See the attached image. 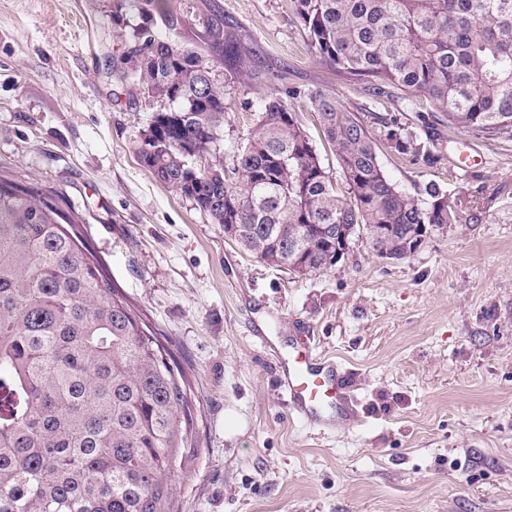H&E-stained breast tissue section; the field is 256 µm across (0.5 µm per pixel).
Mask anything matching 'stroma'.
I'll return each mask as SVG.
<instances>
[{"label":"stroma","mask_w":512,"mask_h":512,"mask_svg":"<svg viewBox=\"0 0 512 512\" xmlns=\"http://www.w3.org/2000/svg\"><path fill=\"white\" fill-rule=\"evenodd\" d=\"M222 3L264 65L225 83L217 156L260 98L316 86L429 133L430 158H379L415 197L446 189L460 221L399 261L361 239L315 273L270 266L140 164L150 114L109 74L113 0H0V170L56 191L186 376L178 512H512V142L374 101L315 59L290 0ZM300 334L349 373L363 426L296 416L277 358Z\"/></svg>","instance_id":"obj_1"}]
</instances>
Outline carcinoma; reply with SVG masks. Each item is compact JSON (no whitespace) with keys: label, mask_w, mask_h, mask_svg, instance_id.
I'll list each match as a JSON object with an SVG mask.
<instances>
[{"label":"carcinoma","mask_w":512,"mask_h":512,"mask_svg":"<svg viewBox=\"0 0 512 512\" xmlns=\"http://www.w3.org/2000/svg\"><path fill=\"white\" fill-rule=\"evenodd\" d=\"M291 3L316 60L341 79L422 101L450 129L512 140V0ZM187 25L191 48L174 39ZM112 38L123 45L112 80L152 110L141 165L211 223L238 225L236 242L267 264L324 269L328 224L380 228L383 249L403 255L412 225L458 223L447 191L432 184L419 199L379 161V140L429 157L418 135L383 120L370 130L318 88L303 98L346 193L274 94L229 166L195 169L224 128L213 62L226 80L258 67L221 0L189 15L176 0H116ZM52 195L0 171V512H177L172 481L196 445L185 376Z\"/></svg>","instance_id":"1"}]
</instances>
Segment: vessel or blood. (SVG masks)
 I'll return each mask as SVG.
<instances>
[{
  "mask_svg": "<svg viewBox=\"0 0 512 512\" xmlns=\"http://www.w3.org/2000/svg\"><path fill=\"white\" fill-rule=\"evenodd\" d=\"M284 388L299 417L328 427L358 422V404L347 375L333 359L304 348L286 363Z\"/></svg>",
  "mask_w": 512,
  "mask_h": 512,
  "instance_id": "vessel-or-blood-1",
  "label": "vessel or blood"
}]
</instances>
